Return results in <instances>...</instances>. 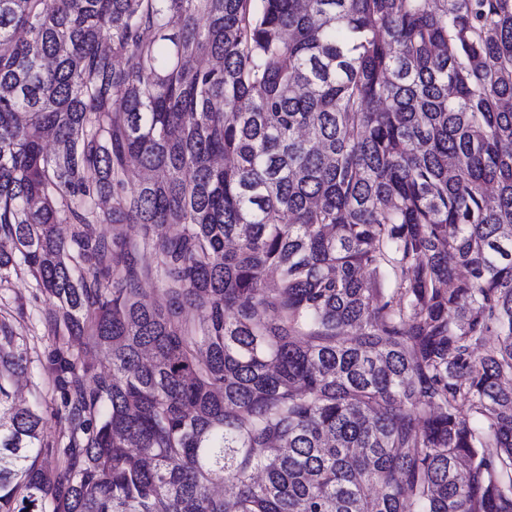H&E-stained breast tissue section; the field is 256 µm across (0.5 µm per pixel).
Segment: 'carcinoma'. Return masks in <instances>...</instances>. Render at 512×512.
I'll use <instances>...</instances> for the list:
<instances>
[{
  "mask_svg": "<svg viewBox=\"0 0 512 512\" xmlns=\"http://www.w3.org/2000/svg\"><path fill=\"white\" fill-rule=\"evenodd\" d=\"M0 235V512H512V0H0ZM54 310L52 302L39 292L30 276L13 274L8 282L0 285V319L8 320L17 336H23L29 360L28 374L17 384L16 397L28 404L40 399L45 417V442L55 443L54 446L58 442V447H63L66 422L60 416L64 408L45 369L46 357L56 341L49 325Z\"/></svg>",
  "mask_w": 512,
  "mask_h": 512,
  "instance_id": "carcinoma-1",
  "label": "carcinoma"
}]
</instances>
